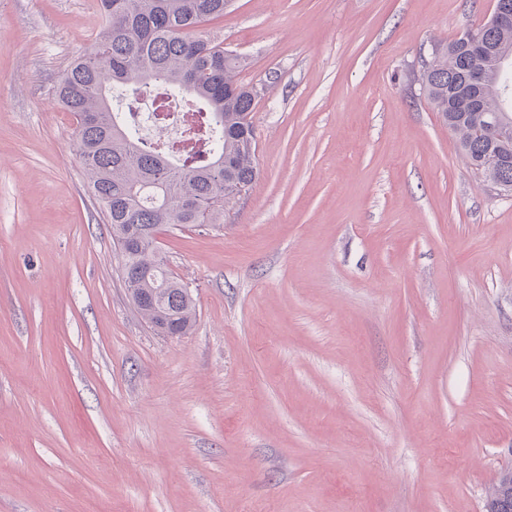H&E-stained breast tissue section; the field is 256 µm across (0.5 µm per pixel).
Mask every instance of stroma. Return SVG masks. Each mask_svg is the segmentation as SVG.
<instances>
[{
	"mask_svg": "<svg viewBox=\"0 0 512 512\" xmlns=\"http://www.w3.org/2000/svg\"><path fill=\"white\" fill-rule=\"evenodd\" d=\"M493 0H229L258 178L137 313L59 76L97 0H0V512H484L512 469V192L419 95Z\"/></svg>",
	"mask_w": 512,
	"mask_h": 512,
	"instance_id": "obj_1",
	"label": "stroma"
}]
</instances>
